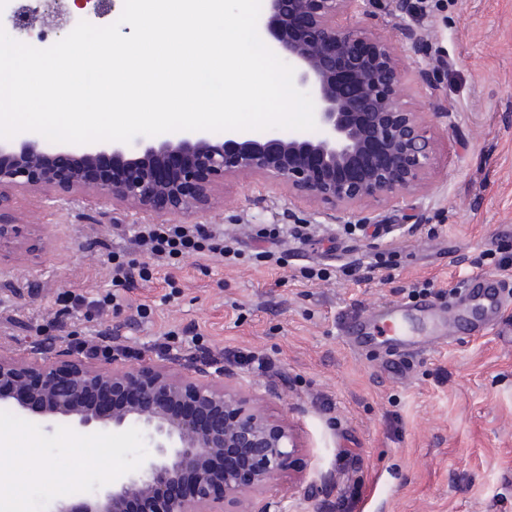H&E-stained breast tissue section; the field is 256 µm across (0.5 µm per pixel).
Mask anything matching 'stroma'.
<instances>
[{
	"label": "stroma",
	"instance_id": "1",
	"mask_svg": "<svg viewBox=\"0 0 512 512\" xmlns=\"http://www.w3.org/2000/svg\"><path fill=\"white\" fill-rule=\"evenodd\" d=\"M336 22L392 44L407 108L428 116L433 156L415 190L343 214L264 176L231 177L179 223L223 231L247 251L267 224L303 226L305 238L284 236L272 264L208 253L171 265L136 242L152 214L91 192L0 187V221L17 227L0 239V352L24 360L35 336L82 345L108 336L135 365L162 348L222 357L228 385L259 395L295 436L268 490L279 512H512V344L501 325L456 329L403 379L337 328L342 315L409 302L418 288L446 299L512 253V0H423L412 15L402 0H365ZM116 250L134 266L152 263V278L113 287ZM385 250L395 265L368 269ZM317 265L331 278H309ZM115 289L119 309L93 305ZM63 302L71 315L61 324ZM0 427L15 434L0 468L23 474L17 512L53 502L30 455L64 490L87 491L151 453L128 427L117 433L127 456L81 466L90 437L66 423L10 410Z\"/></svg>",
	"mask_w": 512,
	"mask_h": 512
}]
</instances>
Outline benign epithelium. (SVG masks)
Instances as JSON below:
<instances>
[{"label": "benign epithelium", "instance_id": "1", "mask_svg": "<svg viewBox=\"0 0 512 512\" xmlns=\"http://www.w3.org/2000/svg\"><path fill=\"white\" fill-rule=\"evenodd\" d=\"M19 12L55 14L58 29L82 0H32ZM357 0H267L258 26L274 50L294 68L293 83L310 94L318 136L274 134L254 139L209 131L176 138L66 144L43 137L0 142V186L57 185L93 190L117 205L159 217L200 211L213 186L228 176L260 174L333 208L349 211L367 199L410 192L426 174L433 139L422 113L404 103V74L390 46L364 31L336 24L345 3ZM112 163V178L92 177L99 161ZM105 370L76 360L71 344L41 337L34 357L0 354V404L48 422L64 420L90 434L137 426L154 448L136 468L86 494L59 500L51 512H125L127 501L162 484L194 477L192 493L168 501L164 512H270L273 502L252 508L240 494H261L295 452L293 433L224 385V365L209 360L192 370L173 367L163 352L155 364L133 367L112 353ZM233 448L246 470L224 473L216 485L206 458Z\"/></svg>", "mask_w": 512, "mask_h": 512}]
</instances>
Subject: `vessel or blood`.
<instances>
[{"label": "vessel or blood", "instance_id": "vessel-or-blood-1", "mask_svg": "<svg viewBox=\"0 0 512 512\" xmlns=\"http://www.w3.org/2000/svg\"><path fill=\"white\" fill-rule=\"evenodd\" d=\"M485 280V275H473L444 305H388L365 314L343 316L339 328L349 346L357 351L370 347L376 338L385 337L387 359L404 367L414 354L448 342L445 333L416 328V319L426 320L433 315L447 316L452 322L465 316L488 322L497 319L506 301L494 289L485 287Z\"/></svg>", "mask_w": 512, "mask_h": 512}]
</instances>
